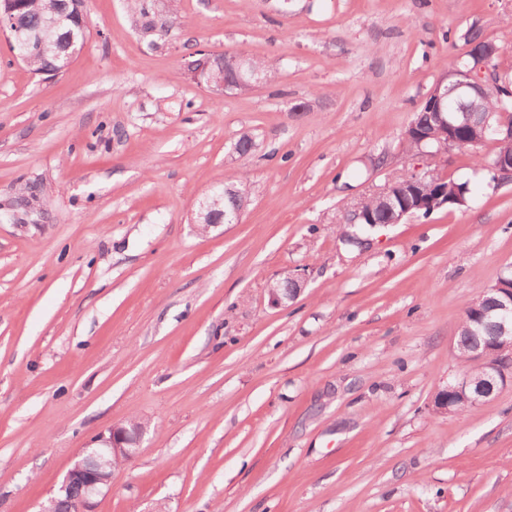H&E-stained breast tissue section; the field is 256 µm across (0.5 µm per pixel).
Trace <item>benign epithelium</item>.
Segmentation results:
<instances>
[{
    "label": "benign epithelium",
    "mask_w": 512,
    "mask_h": 512,
    "mask_svg": "<svg viewBox=\"0 0 512 512\" xmlns=\"http://www.w3.org/2000/svg\"><path fill=\"white\" fill-rule=\"evenodd\" d=\"M15 8L0 10V33L9 40L15 37ZM501 53V47L491 41H477L468 44L466 55L473 60V66L447 74L441 83L443 93L438 95L435 110L439 122L448 126V150L462 145L457 131L468 125L480 130L481 141H486V133L503 134L512 139V122L505 119V113L495 114L485 109L489 90L493 85L491 62ZM224 70L228 77L218 90L223 93L241 88H253L258 80L254 79L252 59L242 55L224 54ZM493 169L496 183L512 182V157L499 158ZM429 173H412L385 183L377 195L391 200L404 195L405 188L424 183ZM231 193L224 188V194H214L212 200L199 212L198 219L205 224L212 223L211 215L222 208L223 195ZM503 277L486 289L495 297L493 312L499 328L496 342L479 345L471 349L470 358L474 373L451 383L441 393L440 408L448 409V394L458 392L468 395L475 405L492 398L507 383H512V286L502 283ZM285 282L290 291L284 294L281 288L270 290L273 303L281 304L293 300L301 292V278L289 275ZM145 427H127L116 425L109 434L100 437L99 448H83L67 470L57 491L47 498L40 512H95L96 497L112 484L115 460H129L137 455L141 438L146 434ZM79 488L83 494L76 507L69 508L68 496L73 488Z\"/></svg>",
    "instance_id": "obj_1"
}]
</instances>
